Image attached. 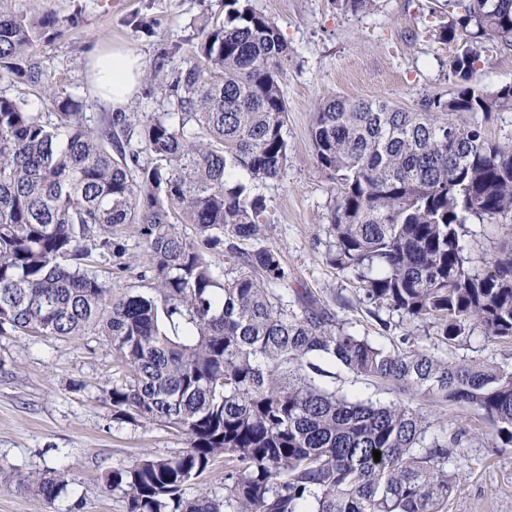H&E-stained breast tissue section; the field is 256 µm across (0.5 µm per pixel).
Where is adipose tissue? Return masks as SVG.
I'll return each instance as SVG.
<instances>
[{
  "mask_svg": "<svg viewBox=\"0 0 512 512\" xmlns=\"http://www.w3.org/2000/svg\"><path fill=\"white\" fill-rule=\"evenodd\" d=\"M93 93L118 109L134 98L142 84L145 63L141 57L123 49L99 50L88 60Z\"/></svg>",
  "mask_w": 512,
  "mask_h": 512,
  "instance_id": "obj_1",
  "label": "adipose tissue"
}]
</instances>
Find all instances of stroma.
<instances>
[{
    "instance_id": "1",
    "label": "stroma",
    "mask_w": 512,
    "mask_h": 512,
    "mask_svg": "<svg viewBox=\"0 0 512 512\" xmlns=\"http://www.w3.org/2000/svg\"><path fill=\"white\" fill-rule=\"evenodd\" d=\"M441 2L377 0L374 12L354 14L339 0H251L276 22L291 54L282 79L289 160L283 177L260 186L268 223L244 247L278 252L286 276L268 283L276 305L296 308L297 293L305 289L324 301L349 332L378 345L392 349L407 340L450 361L481 360L511 369L512 342L486 336L479 325L446 341L429 322L386 309L372 317L361 301V283L326 261L335 244L330 210L336 186L313 155L314 112L333 94L388 100L411 112L420 111L424 97L449 96L448 75L461 44L438 38L448 20ZM8 7L54 19V29L37 43V55L58 92L84 101L93 126L105 108L90 94L88 52L121 48L149 65L177 45L181 52L171 63L177 69L198 42L202 21L224 14V0H120L107 12L100 0H9ZM474 81L488 90L512 83V50L487 41ZM467 230L465 254L482 271L512 241V222L501 218L469 219ZM114 232L126 252L99 259L96 270L110 280L113 295L152 294L151 281L141 276L150 259L137 226L124 224ZM322 368V384L350 400L388 404L401 399L337 364L326 361ZM123 373L106 336L94 329L70 339L0 335V512H124L121 492L106 483L112 470L185 447L184 436L173 429L115 418L106 390ZM423 411L429 435L464 434L449 465L460 488L448 512H512V448L497 447L493 424L459 404H427ZM48 468L66 475L67 486L57 498L46 500L17 487L16 475Z\"/></svg>"
}]
</instances>
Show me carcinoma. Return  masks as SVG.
<instances>
[{
  "instance_id": "carcinoma-1",
  "label": "carcinoma",
  "mask_w": 512,
  "mask_h": 512,
  "mask_svg": "<svg viewBox=\"0 0 512 512\" xmlns=\"http://www.w3.org/2000/svg\"><path fill=\"white\" fill-rule=\"evenodd\" d=\"M0 0V81L46 95L52 112L0 90V335L73 338L102 329L127 375L107 390L120 419L162 423L186 448L115 469L107 485L125 512H448L458 492L448 462L459 436L424 443L430 426L407 402L350 401L322 386L319 360L410 399L466 404L512 447V370L455 363L409 347L385 350L347 332L310 292L298 310L274 304L258 275L281 279L273 249L249 251L266 212L259 186L288 165L281 78L288 46L251 0H224L186 66L166 74L168 108L110 112L92 128L83 102L53 90L36 41L54 27ZM439 40H464L456 85L422 111L330 96L311 125L317 164L337 185L336 249L326 261L364 284L374 310L434 320L454 340L473 323L512 341V244L480 273L465 256L468 220L512 214V146L455 115L512 111V85L472 83L485 40L512 47V0H448ZM242 169L249 182L234 179ZM135 224L155 294L112 297L94 256H122L112 227ZM190 224L196 239L178 229ZM242 270L219 279L209 253ZM381 452L374 461L373 451ZM224 458V494L195 482ZM16 483L45 499L56 470Z\"/></svg>"
}]
</instances>
